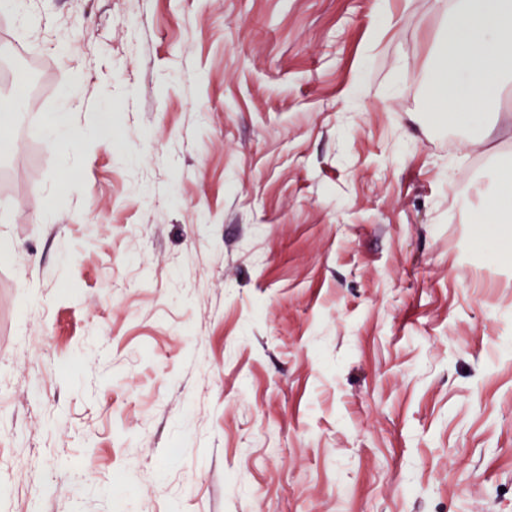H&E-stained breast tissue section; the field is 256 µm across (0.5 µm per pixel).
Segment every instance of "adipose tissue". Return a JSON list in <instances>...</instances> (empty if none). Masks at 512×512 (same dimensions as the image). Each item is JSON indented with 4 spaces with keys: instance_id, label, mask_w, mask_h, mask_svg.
Segmentation results:
<instances>
[{
    "instance_id": "ef3b65f1",
    "label": "adipose tissue",
    "mask_w": 512,
    "mask_h": 512,
    "mask_svg": "<svg viewBox=\"0 0 512 512\" xmlns=\"http://www.w3.org/2000/svg\"><path fill=\"white\" fill-rule=\"evenodd\" d=\"M436 5L452 16L436 38L427 103L440 120L465 119L478 128L470 141L477 147L496 126H512L511 113L478 109L512 86V0H436Z\"/></svg>"
}]
</instances>
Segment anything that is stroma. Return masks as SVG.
I'll list each match as a JSON object with an SVG mask.
<instances>
[{
	"label": "stroma",
	"mask_w": 512,
	"mask_h": 512,
	"mask_svg": "<svg viewBox=\"0 0 512 512\" xmlns=\"http://www.w3.org/2000/svg\"><path fill=\"white\" fill-rule=\"evenodd\" d=\"M29 7L0 512H512V246L478 230L512 128L432 118L435 0Z\"/></svg>",
	"instance_id": "1"
}]
</instances>
